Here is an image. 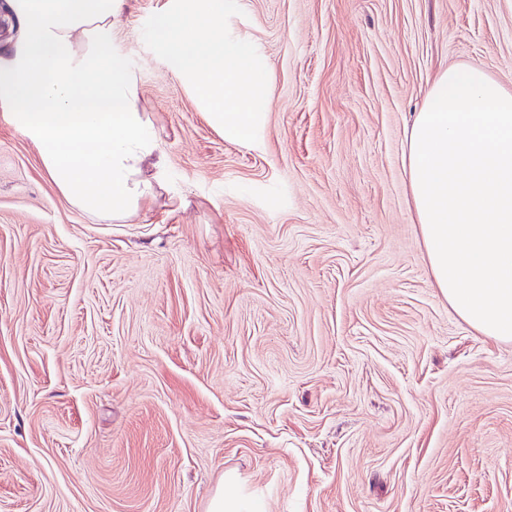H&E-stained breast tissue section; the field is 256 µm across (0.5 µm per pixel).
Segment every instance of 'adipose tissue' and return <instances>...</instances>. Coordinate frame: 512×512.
Returning <instances> with one entry per match:
<instances>
[{
  "instance_id": "obj_1",
  "label": "adipose tissue",
  "mask_w": 512,
  "mask_h": 512,
  "mask_svg": "<svg viewBox=\"0 0 512 512\" xmlns=\"http://www.w3.org/2000/svg\"><path fill=\"white\" fill-rule=\"evenodd\" d=\"M125 0H11L23 43L0 59V99L74 206L131 218L166 159L112 49ZM408 187L436 288L476 332L512 340V89L452 65L430 85L407 136Z\"/></svg>"
}]
</instances>
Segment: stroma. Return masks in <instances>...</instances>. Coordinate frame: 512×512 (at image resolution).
<instances>
[{
	"label": "stroma",
	"mask_w": 512,
	"mask_h": 512,
	"mask_svg": "<svg viewBox=\"0 0 512 512\" xmlns=\"http://www.w3.org/2000/svg\"><path fill=\"white\" fill-rule=\"evenodd\" d=\"M273 64L225 141L114 51L167 160L126 222L74 207L0 104V512H512V342L433 284L406 135L436 75L512 87V0H237Z\"/></svg>",
	"instance_id": "obj_1"
}]
</instances>
